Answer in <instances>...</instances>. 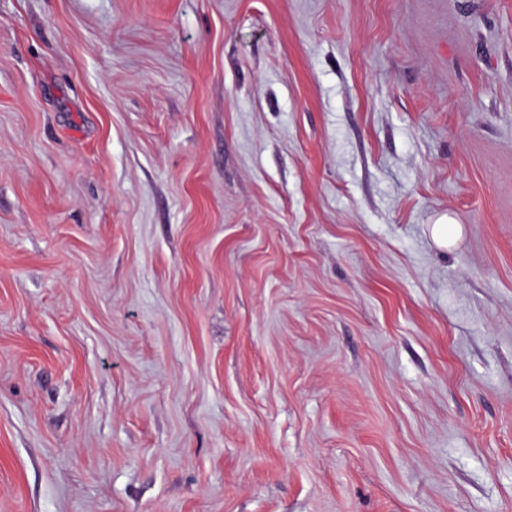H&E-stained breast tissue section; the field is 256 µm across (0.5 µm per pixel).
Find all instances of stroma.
I'll list each match as a JSON object with an SVG mask.
<instances>
[{
    "mask_svg": "<svg viewBox=\"0 0 512 512\" xmlns=\"http://www.w3.org/2000/svg\"><path fill=\"white\" fill-rule=\"evenodd\" d=\"M0 512H512V0H0ZM461 232L459 224L449 215L439 217L431 226V235L435 243L442 248H448Z\"/></svg>",
    "mask_w": 512,
    "mask_h": 512,
    "instance_id": "stroma-1",
    "label": "stroma"
}]
</instances>
